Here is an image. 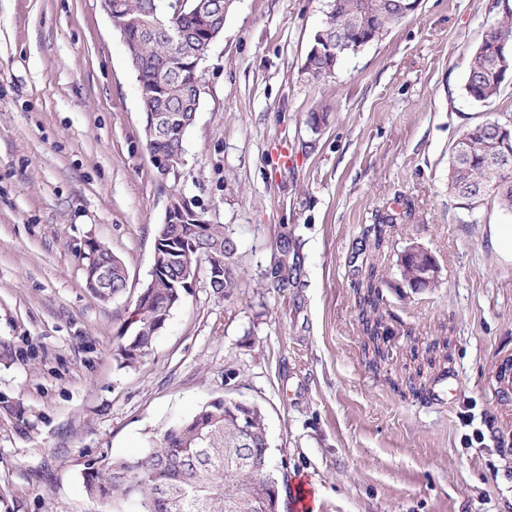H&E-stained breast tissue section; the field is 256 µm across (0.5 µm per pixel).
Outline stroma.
Listing matches in <instances>:
<instances>
[{
    "mask_svg": "<svg viewBox=\"0 0 512 512\" xmlns=\"http://www.w3.org/2000/svg\"><path fill=\"white\" fill-rule=\"evenodd\" d=\"M327 5L233 0L169 187L101 0H0V512H103L88 464L143 455L222 396L265 415L279 512H298L303 479L315 512H512V396L496 382L512 361V213L448 189L467 128L512 126V71L490 102L464 89L512 0H421L316 81L304 63ZM173 188L235 240L237 286L227 300L199 279L124 367ZM284 234L297 282L264 287ZM91 241L128 270L107 301L86 286ZM414 243L441 268L427 288L397 269ZM371 268L375 345L357 294Z\"/></svg>",
    "mask_w": 512,
    "mask_h": 512,
    "instance_id": "1",
    "label": "stroma"
}]
</instances>
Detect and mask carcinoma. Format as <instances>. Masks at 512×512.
<instances>
[{
    "label": "carcinoma",
    "instance_id": "1",
    "mask_svg": "<svg viewBox=\"0 0 512 512\" xmlns=\"http://www.w3.org/2000/svg\"><path fill=\"white\" fill-rule=\"evenodd\" d=\"M112 6V27L126 43L137 48L136 71L145 112H165L164 130L145 132L152 157L184 158L183 141L193 123L192 111L184 105L193 91L197 70L196 54L205 44L224 32L225 11L210 6L204 16L192 7L174 10L169 0H102ZM406 0H333L318 31L319 50L309 51L304 70L314 80L335 75L342 61L355 52L358 41L369 42L408 15ZM369 12L378 14L375 25L364 23ZM345 48L334 53L336 42ZM512 43V21H505L474 52L465 80L467 96L478 103L494 100L501 92L512 58L506 48ZM500 123L490 121L465 131L456 143L448 169V187L462 205L475 211L491 198L512 212V166L504 168L498 182L488 180L489 144L498 137ZM195 238V244L181 247L175 263L151 280V299L139 306L137 329L117 347L121 365L133 367L150 354L155 340L170 318L181 293L180 278L196 277L207 271L208 257L224 259V275L210 288L230 298L237 288V245L222 224L159 225L156 238L167 241ZM288 237L279 240L271 259L270 279L275 288H286L296 263H288ZM96 262L112 267V281L95 291L108 300L127 286L123 261L103 243L89 244ZM402 281L426 288L428 254L418 245L400 256ZM368 274L367 293L362 306L377 310L383 297ZM217 397L200 409L197 423L172 427L152 440L148 451L137 458H104L87 467L83 485L86 494L104 506L118 499L137 498L142 512H257L246 491L261 486L262 473L247 464L261 459L268 444L265 415L261 408L251 412L253 437L250 448L238 447L237 419ZM250 457H245V453Z\"/></svg>",
    "mask_w": 512,
    "mask_h": 512
}]
</instances>
